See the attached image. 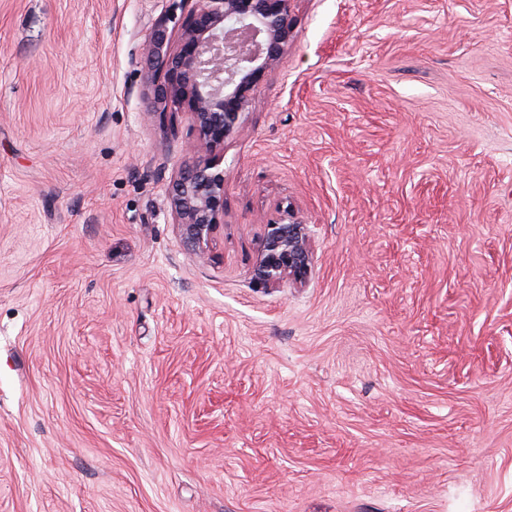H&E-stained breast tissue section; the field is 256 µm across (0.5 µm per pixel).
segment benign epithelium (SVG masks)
<instances>
[{"instance_id": "obj_1", "label": "benign epithelium", "mask_w": 512, "mask_h": 512, "mask_svg": "<svg viewBox=\"0 0 512 512\" xmlns=\"http://www.w3.org/2000/svg\"><path fill=\"white\" fill-rule=\"evenodd\" d=\"M143 55L159 83L152 111L185 113L206 155L172 173L168 195L182 244L209 259L224 223V141L239 129L253 90L282 59L296 33L292 0H159ZM253 265L265 288L305 283L313 257L309 228L290 206L277 207Z\"/></svg>"}]
</instances>
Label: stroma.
I'll list each match as a JSON object with an SVG mask.
<instances>
[{
  "instance_id": "obj_1",
  "label": "stroma",
  "mask_w": 512,
  "mask_h": 512,
  "mask_svg": "<svg viewBox=\"0 0 512 512\" xmlns=\"http://www.w3.org/2000/svg\"><path fill=\"white\" fill-rule=\"evenodd\" d=\"M291 9L202 263L160 6L0 0V512H512V0ZM277 212L259 243L253 279L265 288L286 282L302 285L313 263L308 224L289 205L277 207Z\"/></svg>"
}]
</instances>
